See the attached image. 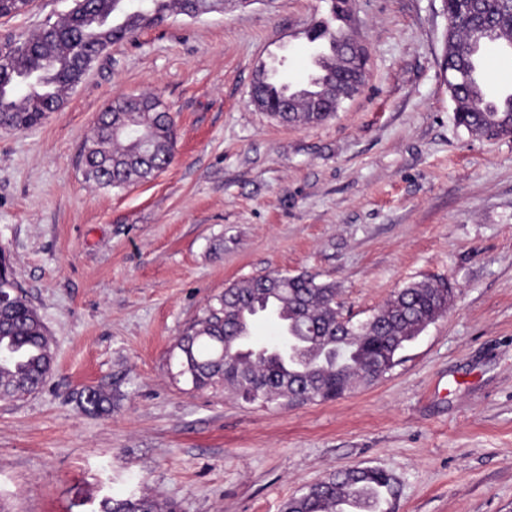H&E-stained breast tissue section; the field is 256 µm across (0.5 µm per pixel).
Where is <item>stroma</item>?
<instances>
[{
	"label": "stroma",
	"mask_w": 512,
	"mask_h": 512,
	"mask_svg": "<svg viewBox=\"0 0 512 512\" xmlns=\"http://www.w3.org/2000/svg\"><path fill=\"white\" fill-rule=\"evenodd\" d=\"M72 0L0 18V48ZM328 0H224L115 43L39 126L0 130V251L41 315L54 365L0 398V512H283L353 465L398 481L396 512H512V137L454 119L442 0H355L367 78L335 116L285 126L250 102L260 65L309 73ZM119 95L154 96L174 162L124 190L78 165ZM334 284L363 320L404 286L455 288L448 312L372 385L261 406L194 389L171 350L230 285L270 271ZM111 398L85 411L81 392ZM102 512H158L157 504L147 498L108 499L103 503Z\"/></svg>",
	"instance_id": "35a3bbf8"
}]
</instances>
